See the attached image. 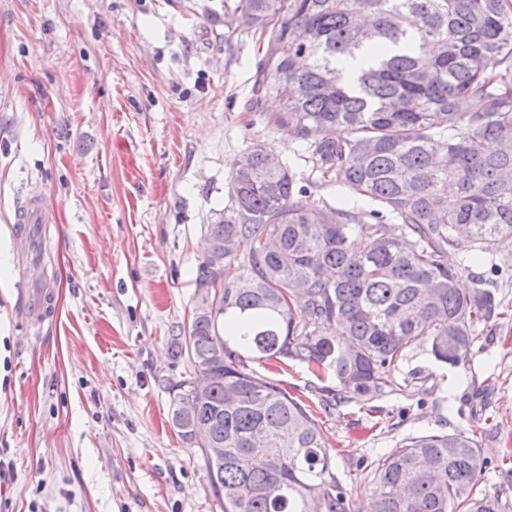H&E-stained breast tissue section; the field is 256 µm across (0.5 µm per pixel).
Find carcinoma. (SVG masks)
<instances>
[{
  "label": "carcinoma",
  "instance_id": "cac0c4a2",
  "mask_svg": "<svg viewBox=\"0 0 512 512\" xmlns=\"http://www.w3.org/2000/svg\"><path fill=\"white\" fill-rule=\"evenodd\" d=\"M245 21L267 35L250 107L276 94L268 123L304 143L312 172L396 225L311 203L291 167L248 146L197 284L238 273L174 342L195 376L170 383V419L186 442L200 425L224 443L206 467L224 512H351L308 404L246 360L293 359L371 401L415 344L450 366L469 356L499 303L481 278L462 292L448 255L512 249V0L224 4L227 27ZM486 468L474 434L412 437L373 467L375 512H504Z\"/></svg>",
  "mask_w": 512,
  "mask_h": 512
}]
</instances>
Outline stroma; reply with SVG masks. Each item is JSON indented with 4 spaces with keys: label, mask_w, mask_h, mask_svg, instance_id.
I'll use <instances>...</instances> for the list:
<instances>
[{
    "label": "stroma",
    "mask_w": 512,
    "mask_h": 512,
    "mask_svg": "<svg viewBox=\"0 0 512 512\" xmlns=\"http://www.w3.org/2000/svg\"><path fill=\"white\" fill-rule=\"evenodd\" d=\"M260 35L225 28L222 0H0V512H222L201 450L169 421L166 381L187 336L209 224L231 206L229 160L269 147L309 199L369 221L374 205L315 182L299 140L246 101ZM45 215L51 312L32 332L21 304L16 204ZM461 267L504 316L479 325L469 359L411 350L393 391L323 412L306 365L250 362L310 405L355 512L373 502L369 464L407 438L476 431L482 483L512 512V250Z\"/></svg>",
    "instance_id": "stroma-1"
}]
</instances>
